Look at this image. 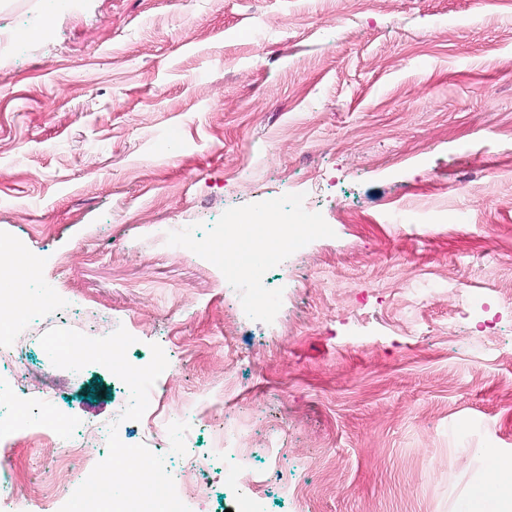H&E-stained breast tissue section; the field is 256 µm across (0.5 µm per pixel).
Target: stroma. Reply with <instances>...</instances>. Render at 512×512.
<instances>
[{
	"label": "stroma",
	"mask_w": 512,
	"mask_h": 512,
	"mask_svg": "<svg viewBox=\"0 0 512 512\" xmlns=\"http://www.w3.org/2000/svg\"><path fill=\"white\" fill-rule=\"evenodd\" d=\"M15 28L0 249L58 307L11 325L0 382L23 352L62 411L111 423L124 382L39 337L122 327L132 365L154 343L170 364L124 440L175 478L208 460L204 512H235L212 437L247 415L261 512H467L486 449L512 462V0H0ZM300 193L321 230L257 265L280 300L250 316L212 252ZM69 438L0 442V512Z\"/></svg>",
	"instance_id": "stroma-1"
}]
</instances>
